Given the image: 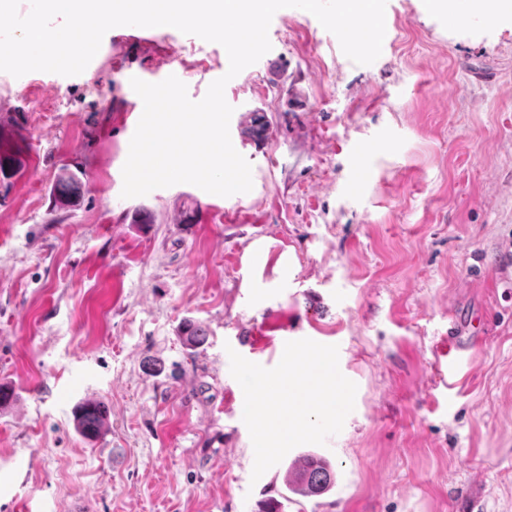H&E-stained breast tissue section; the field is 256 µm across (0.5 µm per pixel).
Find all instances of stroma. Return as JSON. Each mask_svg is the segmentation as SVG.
Here are the masks:
<instances>
[{
    "label": "stroma",
    "mask_w": 512,
    "mask_h": 512,
    "mask_svg": "<svg viewBox=\"0 0 512 512\" xmlns=\"http://www.w3.org/2000/svg\"><path fill=\"white\" fill-rule=\"evenodd\" d=\"M387 37L353 63L312 14L285 11L271 49L228 81L230 136L252 166L238 200L191 184L125 198L138 118L130 80L180 71L202 99L225 49L168 27L151 41L110 29L76 76L0 71V142L21 174L0 183V512H512V20L462 24L424 0H387ZM56 101L60 111H44ZM260 115L271 136L248 137ZM387 135L359 161L354 144ZM89 174L56 208L63 166ZM239 213L225 217L226 209ZM293 249L295 284L246 288L255 240ZM491 325L448 368L452 315ZM339 349L357 386L342 431L318 446L328 493L286 487L291 449L252 480L229 351L265 319ZM207 338L187 348L183 320ZM103 402L93 441L73 409Z\"/></svg>",
    "instance_id": "stroma-1"
}]
</instances>
